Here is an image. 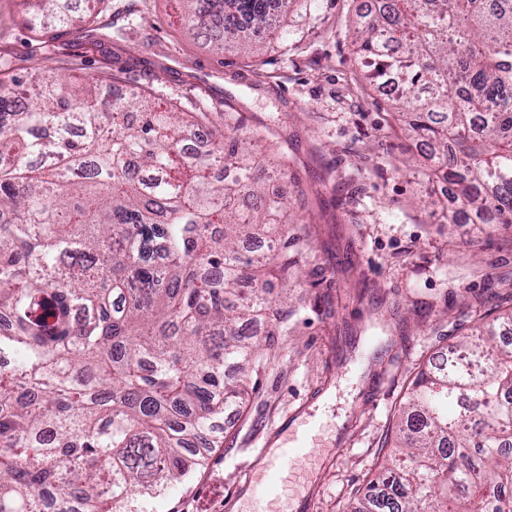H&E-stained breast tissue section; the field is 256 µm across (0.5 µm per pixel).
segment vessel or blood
I'll use <instances>...</instances> for the list:
<instances>
[{
    "label": "vessel or blood",
    "instance_id": "1",
    "mask_svg": "<svg viewBox=\"0 0 512 512\" xmlns=\"http://www.w3.org/2000/svg\"><path fill=\"white\" fill-rule=\"evenodd\" d=\"M288 440L259 469L248 470L245 482L257 503V512H301L314 496L309 467L318 457L314 446L318 426L310 409L291 414L282 426Z\"/></svg>",
    "mask_w": 512,
    "mask_h": 512
}]
</instances>
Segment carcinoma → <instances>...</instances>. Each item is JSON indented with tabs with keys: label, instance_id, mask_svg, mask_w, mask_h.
I'll list each match as a JSON object with an SVG mask.
<instances>
[{
	"label": "carcinoma",
	"instance_id": "1",
	"mask_svg": "<svg viewBox=\"0 0 512 512\" xmlns=\"http://www.w3.org/2000/svg\"><path fill=\"white\" fill-rule=\"evenodd\" d=\"M184 27L218 49L242 44L291 0H185ZM51 53L73 0H27ZM112 0L79 21L112 27ZM366 78L394 85L403 130L477 224H512V0H387L359 23ZM74 54L43 71L35 96L0 91V512H146L207 465L224 414L239 412L262 338L249 326L286 313L259 279L270 258L241 246L247 225L281 259L288 197H270L263 158L244 157L236 127L211 150L180 149L189 118L105 102L75 89ZM224 166V177L210 169ZM512 312L455 345L461 357L412 381L396 424L400 453L358 512H512Z\"/></svg>",
	"mask_w": 512,
	"mask_h": 512
}]
</instances>
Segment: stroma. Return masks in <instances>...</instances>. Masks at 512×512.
Masks as SVG:
<instances>
[{
    "label": "stroma",
    "instance_id": "1",
    "mask_svg": "<svg viewBox=\"0 0 512 512\" xmlns=\"http://www.w3.org/2000/svg\"><path fill=\"white\" fill-rule=\"evenodd\" d=\"M142 13L129 27L128 2ZM183 0H112L84 77L120 70L118 89L187 112L232 113L240 132L287 153L268 193L296 180L322 195L295 230L288 320L265 346L240 413L207 467L152 499L150 512H253L244 471L280 442L307 398L325 439L346 435L315 475L310 512H353L391 452V431L415 372L480 323L512 307V226L456 224L446 185L407 141L394 103L364 78L352 40L367 0H292L248 51L216 50L182 27ZM24 0H0V55L23 68L39 30ZM287 139H280V132Z\"/></svg>",
    "mask_w": 512,
    "mask_h": 512
}]
</instances>
